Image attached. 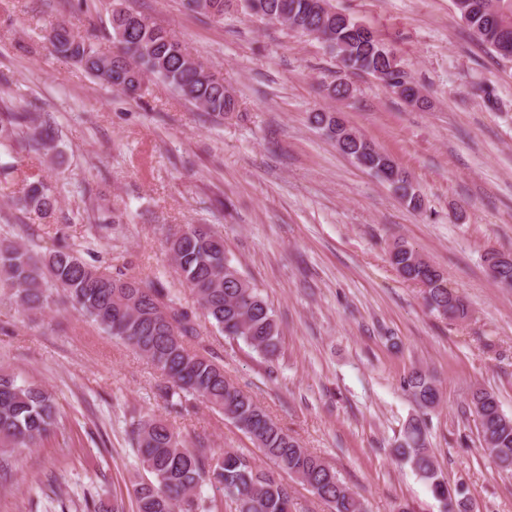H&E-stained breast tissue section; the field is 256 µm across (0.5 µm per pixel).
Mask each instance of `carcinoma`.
Here are the masks:
<instances>
[{
	"mask_svg": "<svg viewBox=\"0 0 512 512\" xmlns=\"http://www.w3.org/2000/svg\"><path fill=\"white\" fill-rule=\"evenodd\" d=\"M242 9L286 25L320 41L342 68L379 77L400 90L403 100L420 95L408 80L392 49L365 37L349 16L329 0H237ZM456 11L477 41L502 58L512 55V0H459ZM188 9L203 11L219 21L230 0H185ZM112 37L117 51L107 55L94 36H81L65 25L51 29L56 54L75 60L100 83L124 93H137L155 77L215 118L235 111L236 99L212 69L148 17L112 0ZM311 122L344 155L389 184L408 208L422 210V199L392 158L334 112L318 111ZM56 141L52 122H36L25 108L0 109V153L11 155L24 145L50 151ZM26 188L18 200L24 209L48 216L57 204L55 188L33 174L24 175ZM167 244L181 283L196 297L200 315L229 339L241 340L266 358L280 349V328L273 308L255 284L226 255L224 238L207 225L189 224L172 233ZM391 263L401 277L423 288L427 308L451 318L469 316L463 298L448 289L443 273L413 248L396 245ZM486 268L512 281V259L484 255ZM0 281L7 283L27 312H41L60 290L71 305L104 331L122 340L155 367L166 381L165 396L191 395L241 430L263 456L308 486L332 505L333 512H364L357 494L321 458L303 448L247 392L224 375V364L201 346L197 314L184 308L176 291L159 280L144 281L115 275L81 260L74 250L38 256L22 245L0 239ZM403 386L419 408L439 404L433 379L416 369ZM468 411L475 415L485 447L501 467H512V416L497 396L485 389L472 392ZM139 467L150 475L133 485L137 512H218L215 500L202 496L210 486L235 512H292L288 487L259 469L244 455L226 450L207 455L204 443L190 449L163 419L142 415L131 423ZM58 428L52 394L32 383L19 384L0 372V451L34 448ZM440 500L444 512H469L473 503L466 484L448 485L435 464L427 440L426 419L417 416L403 427L395 448Z\"/></svg>",
	"mask_w": 512,
	"mask_h": 512,
	"instance_id": "cac0c4a2",
	"label": "carcinoma"
}]
</instances>
